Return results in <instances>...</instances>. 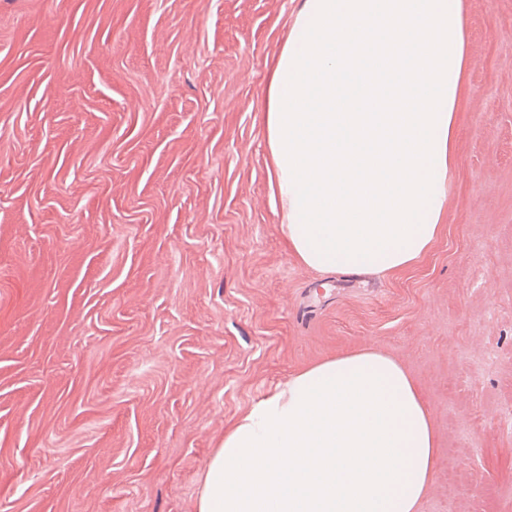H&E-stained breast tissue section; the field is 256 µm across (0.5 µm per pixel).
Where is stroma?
Here are the masks:
<instances>
[{"label":"stroma","mask_w":512,"mask_h":512,"mask_svg":"<svg viewBox=\"0 0 512 512\" xmlns=\"http://www.w3.org/2000/svg\"><path fill=\"white\" fill-rule=\"evenodd\" d=\"M444 228L386 279L289 253L262 119L301 0H0V512H194L225 430L361 347L438 438L421 512H512V0Z\"/></svg>","instance_id":"35a3bbf8"}]
</instances>
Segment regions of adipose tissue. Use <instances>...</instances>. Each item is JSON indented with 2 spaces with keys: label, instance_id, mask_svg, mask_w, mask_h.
Returning <instances> with one entry per match:
<instances>
[{
  "label": "adipose tissue",
  "instance_id": "1",
  "mask_svg": "<svg viewBox=\"0 0 512 512\" xmlns=\"http://www.w3.org/2000/svg\"><path fill=\"white\" fill-rule=\"evenodd\" d=\"M468 64L462 0H302L263 112L281 229L302 266L384 278L427 253ZM437 450L401 362L336 355L225 431L195 512H420Z\"/></svg>",
  "mask_w": 512,
  "mask_h": 512
}]
</instances>
